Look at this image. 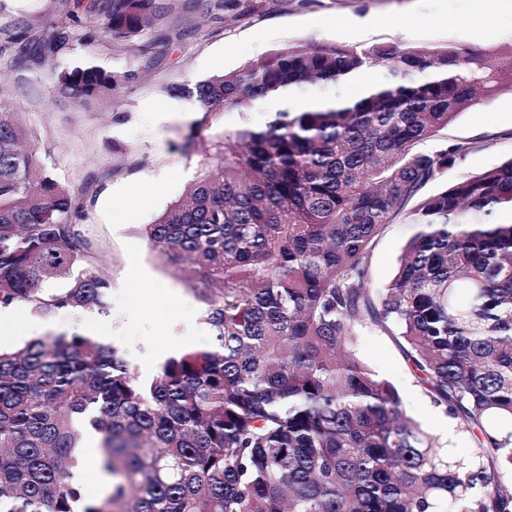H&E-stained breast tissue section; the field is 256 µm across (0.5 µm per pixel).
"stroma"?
Listing matches in <instances>:
<instances>
[{
    "label": "stroma",
    "mask_w": 512,
    "mask_h": 512,
    "mask_svg": "<svg viewBox=\"0 0 512 512\" xmlns=\"http://www.w3.org/2000/svg\"><path fill=\"white\" fill-rule=\"evenodd\" d=\"M198 0H176L164 29L185 31L163 47L130 50L99 37L73 44L64 65L91 64L107 71H134L115 99L77 106L42 74L18 71L0 59V107L20 115L38 142V157L59 181L88 195L85 229L99 248L97 269L111 284L108 313L58 312L51 321L22 307L23 338L74 331L116 348L139 375H152L182 347H209L199 333L203 304L192 283L149 247L141 235L180 198L208 163V136L197 133L203 117L194 99L170 94L171 85L199 81L242 67L291 44L336 42L362 48L391 44L446 43L512 52V8L503 0H242L221 20H202ZM0 28L22 21L33 33L58 20L61 0H6ZM194 141L191 152L182 146ZM470 143L469 152L443 182L495 167L512 158V92L502 91L478 109L460 114L430 141V149ZM442 182V183H443ZM413 225H388L369 260L374 286L392 278ZM358 356L393 383L403 411L436 435L439 408L424 397L395 344L385 335L360 337Z\"/></svg>",
    "instance_id": "obj_1"
}]
</instances>
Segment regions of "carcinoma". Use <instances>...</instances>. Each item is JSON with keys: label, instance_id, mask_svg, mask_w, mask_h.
I'll use <instances>...</instances> for the list:
<instances>
[{"label": "carcinoma", "instance_id": "1", "mask_svg": "<svg viewBox=\"0 0 512 512\" xmlns=\"http://www.w3.org/2000/svg\"><path fill=\"white\" fill-rule=\"evenodd\" d=\"M239 2L206 0V13ZM62 7L38 36L3 31L0 53L83 106L119 96L134 73L57 68L75 32L135 46L168 4ZM91 13L99 32L84 26ZM376 67L359 99L213 134L215 163L144 226L150 248L201 285L211 347L190 345L149 378L86 334L0 348V512H512V158L428 194L471 146L421 148L512 91V52L298 44L172 90L215 115ZM85 207L1 108L0 304L45 320L108 312ZM400 218L417 231L374 288L370 254ZM366 332L395 342L470 436L467 452L402 411L356 354ZM82 418L99 435L96 497L76 481Z\"/></svg>", "mask_w": 512, "mask_h": 512}]
</instances>
